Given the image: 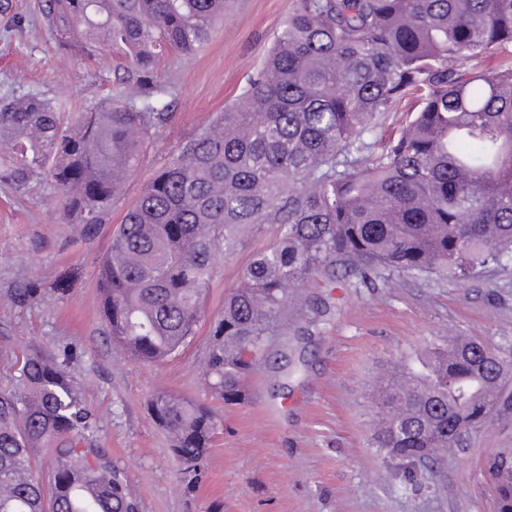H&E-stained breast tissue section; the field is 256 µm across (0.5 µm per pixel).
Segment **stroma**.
<instances>
[{
	"label": "stroma",
	"mask_w": 512,
	"mask_h": 512,
	"mask_svg": "<svg viewBox=\"0 0 512 512\" xmlns=\"http://www.w3.org/2000/svg\"><path fill=\"white\" fill-rule=\"evenodd\" d=\"M41 0H0V98L36 94L74 113L116 91L114 72L59 52L41 17ZM293 0H224V23L195 54L165 55L157 71L175 89L172 118L130 173L109 222L83 236L65 223L53 190L33 180L21 193L0 185V391L19 384L20 359L38 347L69 355L71 372L106 450L136 494L140 512H491L478 488V462L512 448V414L492 413L471 450L408 477L372 446L373 383L390 363L415 359L436 338L468 336L512 343V261L477 270L466 283L439 276H384L362 283L336 274L333 291L303 294L327 305L289 318L272 351L245 382L241 403L225 404L205 366L224 297L255 255L274 245L275 224L242 234L205 294L196 336L173 358L147 366L112 347L99 315L97 271L127 208L164 157L240 100L263 66ZM67 284L58 293L55 284ZM39 289L24 305L1 295L27 283ZM172 391L216 415L198 482L178 477L166 432L148 401Z\"/></svg>",
	"instance_id": "35a3bbf8"
}]
</instances>
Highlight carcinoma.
<instances>
[{"instance_id":"cac0c4a2","label":"carcinoma","mask_w":512,"mask_h":512,"mask_svg":"<svg viewBox=\"0 0 512 512\" xmlns=\"http://www.w3.org/2000/svg\"><path fill=\"white\" fill-rule=\"evenodd\" d=\"M224 0H45L60 50L125 61L117 94L66 121L37 96L0 100V184L41 179L68 224L104 223L173 95L156 62L206 43ZM512 0H293L240 108H227L164 159L123 217L99 268L100 315L114 348L145 365L195 335L206 289L239 237L278 224L272 248L224 300L206 373L224 404L299 290L341 264L365 281L382 271L466 279L512 259ZM419 110L384 144L371 139L408 94ZM375 396V447L408 465L463 450V435L512 411V349L472 338L433 342ZM22 383L0 392V512H139L106 451L68 358L34 349ZM171 438L184 481L197 479L215 425L210 409L166 392L148 404ZM55 448L51 481L33 458ZM495 512H512V448L480 468Z\"/></svg>"}]
</instances>
